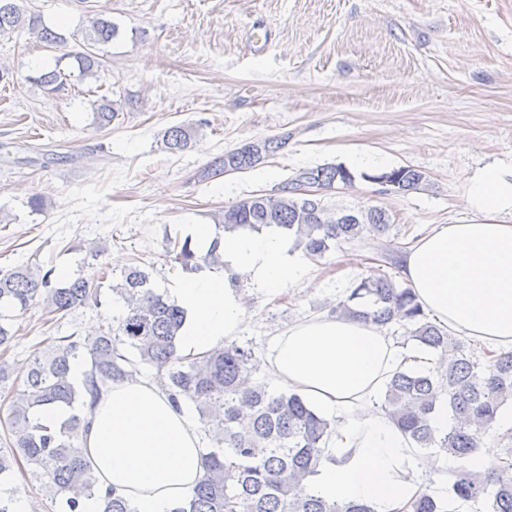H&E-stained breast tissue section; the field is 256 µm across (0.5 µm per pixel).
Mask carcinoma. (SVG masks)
Segmentation results:
<instances>
[{
	"label": "carcinoma",
	"mask_w": 512,
	"mask_h": 512,
	"mask_svg": "<svg viewBox=\"0 0 512 512\" xmlns=\"http://www.w3.org/2000/svg\"><path fill=\"white\" fill-rule=\"evenodd\" d=\"M81 50L71 54L78 75L60 66L43 70L28 80L41 87L59 89L75 76L77 81L106 70L98 45L119 34L117 24L97 13L89 18ZM26 28L47 45L63 42L45 26L40 16L21 11L16 0H0V35ZM120 106L103 95L94 121L104 129L119 116ZM199 128L174 126L162 137L170 153L194 146ZM287 138L260 140L263 153L252 156L235 148L214 158L199 173L202 180L239 172L264 162L286 144ZM423 173L410 166L361 177L389 179L397 192L406 194L425 184ZM339 181L355 182L342 165L308 169L279 185L274 193L245 198L213 215L217 231H260L276 227L293 237L295 246L321 258L342 241L364 233L389 230V216L380 208L365 211L366 219L352 214L336 217L321 200L295 193L298 184L330 187ZM215 235L204 253L189 239L169 242L174 263L185 273L224 267ZM119 304L112 322L94 337L74 334L51 341L36 352L20 385H8L10 365L0 360V392L4 413L0 427L8 452L0 450V482L28 469L39 490L57 500L61 512H82L84 502L101 494L98 478L79 446L86 418L82 408L95 401L101 389L115 381L133 379L140 367L156 370L160 384L176 404H194L201 423L213 433L214 446L204 457L203 477L188 492L185 503L171 512H374L366 502L330 503L306 490L305 482L317 474L325 457L333 422L318 414L296 392L274 393L257 378L260 361L247 344H233L198 357L177 351L184 311L152 284V272L134 265L110 285ZM101 286L78 277L67 282L54 279V270L29 265L0 269V348L13 337L6 321L12 313L25 312L40 298L49 314H60L100 303ZM338 316L369 320L380 327L405 321L407 339L440 355L425 372L399 369L386 381L381 409L420 449L438 448L457 462L448 478V500L439 501L424 491L408 504L410 512H456L454 502H472L483 512H512V458L500 473L481 474L469 461L491 429L499 410L512 404V351L482 350V357L467 354L447 328L428 320L412 289L398 286L388 276L363 277L349 295L333 308ZM76 360L87 363L84 379L70 377ZM52 406L65 407L69 415L51 427L41 413ZM448 408L459 423L439 433L432 416ZM103 495V494H101ZM103 512H136L124 497L103 495Z\"/></svg>",
	"instance_id": "1"
}]
</instances>
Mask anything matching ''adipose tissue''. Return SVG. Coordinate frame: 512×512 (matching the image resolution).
<instances>
[{"instance_id": "1", "label": "adipose tissue", "mask_w": 512, "mask_h": 512, "mask_svg": "<svg viewBox=\"0 0 512 512\" xmlns=\"http://www.w3.org/2000/svg\"><path fill=\"white\" fill-rule=\"evenodd\" d=\"M468 202L476 219L441 224L422 237L408 251L403 275L440 325L491 349L512 346V224L498 220L512 213V172L470 178ZM220 249L223 273L190 274L169 291L185 313L178 346L187 354L224 348L239 329L245 305L231 275L270 294L311 285L305 259L278 229L225 233ZM437 359L406 355L382 327L352 318L309 319L277 336L262 366L335 419L332 457L312 481L314 492L331 502H367L375 512H404L435 479L443 458L422 454L373 399L393 371L422 370ZM86 415V462L101 490L131 500L137 512H171L202 478L199 427L157 382L113 383Z\"/></svg>"}]
</instances>
